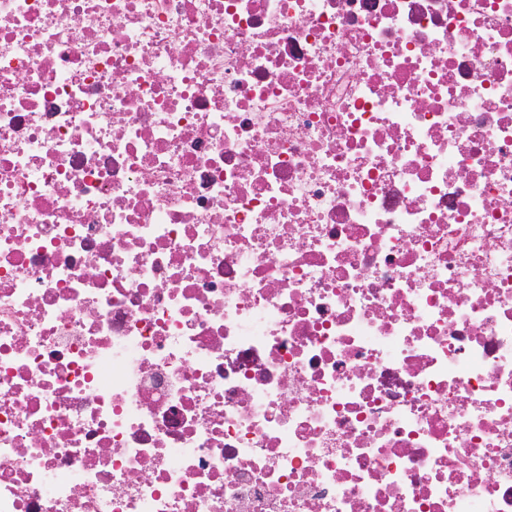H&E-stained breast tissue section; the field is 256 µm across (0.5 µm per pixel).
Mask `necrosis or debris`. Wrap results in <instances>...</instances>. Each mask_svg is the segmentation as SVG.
Segmentation results:
<instances>
[{
    "instance_id": "necrosis-or-debris-1",
    "label": "necrosis or debris",
    "mask_w": 512,
    "mask_h": 512,
    "mask_svg": "<svg viewBox=\"0 0 512 512\" xmlns=\"http://www.w3.org/2000/svg\"><path fill=\"white\" fill-rule=\"evenodd\" d=\"M0 512H512V0H0Z\"/></svg>"
}]
</instances>
